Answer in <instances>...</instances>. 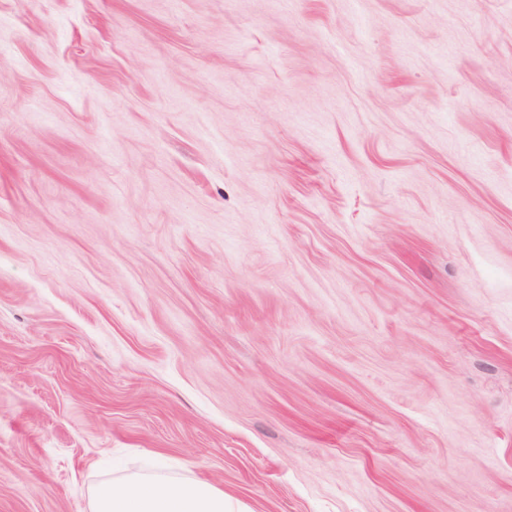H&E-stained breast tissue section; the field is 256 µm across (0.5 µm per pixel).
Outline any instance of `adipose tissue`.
I'll list each match as a JSON object with an SVG mask.
<instances>
[{
	"label": "adipose tissue",
	"mask_w": 512,
	"mask_h": 512,
	"mask_svg": "<svg viewBox=\"0 0 512 512\" xmlns=\"http://www.w3.org/2000/svg\"><path fill=\"white\" fill-rule=\"evenodd\" d=\"M89 512H233L224 492L208 483L161 472L138 473L98 485Z\"/></svg>",
	"instance_id": "ef3b65f1"
}]
</instances>
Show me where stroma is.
<instances>
[{"instance_id":"1","label":"stroma","mask_w":512,"mask_h":512,"mask_svg":"<svg viewBox=\"0 0 512 512\" xmlns=\"http://www.w3.org/2000/svg\"><path fill=\"white\" fill-rule=\"evenodd\" d=\"M160 463L512 512V0H0V512Z\"/></svg>"}]
</instances>
